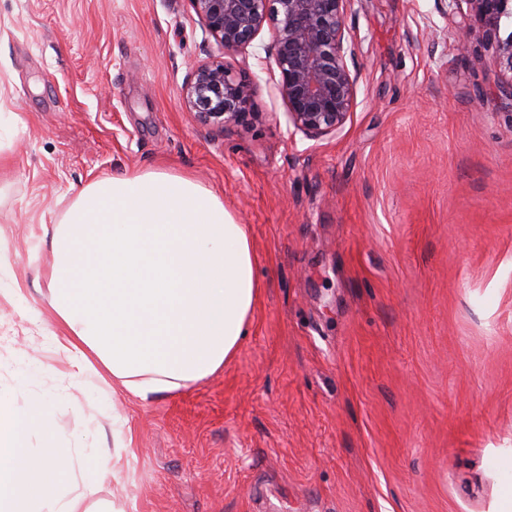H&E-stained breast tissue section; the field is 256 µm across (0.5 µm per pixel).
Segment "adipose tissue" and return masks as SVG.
<instances>
[{
  "label": "adipose tissue",
  "mask_w": 512,
  "mask_h": 512,
  "mask_svg": "<svg viewBox=\"0 0 512 512\" xmlns=\"http://www.w3.org/2000/svg\"><path fill=\"white\" fill-rule=\"evenodd\" d=\"M56 341L74 377L139 400L223 370L251 322L260 285L247 225L187 175L133 172L85 187L50 240ZM0 384V512H111L95 500L107 459L50 442L54 406L14 409ZM48 440L29 445L33 430ZM84 491L76 495L73 485Z\"/></svg>",
  "instance_id": "ef3b65f1"
}]
</instances>
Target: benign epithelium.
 Here are the masks:
<instances>
[{
    "label": "benign epithelium",
    "instance_id": "obj_1",
    "mask_svg": "<svg viewBox=\"0 0 512 512\" xmlns=\"http://www.w3.org/2000/svg\"><path fill=\"white\" fill-rule=\"evenodd\" d=\"M356 0H190L205 31L226 52L246 50L272 25L271 56L278 91L295 129L312 138L342 127L354 105L358 73L347 59L356 44L345 25ZM468 12L453 21L460 53L469 51L477 23L498 76V94L512 101V0H463ZM251 74L215 58L195 65L185 105L203 125L224 127L250 115Z\"/></svg>",
    "mask_w": 512,
    "mask_h": 512
}]
</instances>
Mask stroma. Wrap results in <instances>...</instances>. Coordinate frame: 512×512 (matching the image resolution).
I'll return each mask as SVG.
<instances>
[{"label": "stroma", "mask_w": 512, "mask_h": 512, "mask_svg": "<svg viewBox=\"0 0 512 512\" xmlns=\"http://www.w3.org/2000/svg\"><path fill=\"white\" fill-rule=\"evenodd\" d=\"M455 0H355L353 109L288 122L270 28L230 62L254 114L200 126L189 0H0V381L57 404V446H131L125 512H498L512 493V102ZM163 169L248 226L261 292L219 374L140 401L72 378L50 234L90 183Z\"/></svg>", "instance_id": "35a3bbf8"}]
</instances>
